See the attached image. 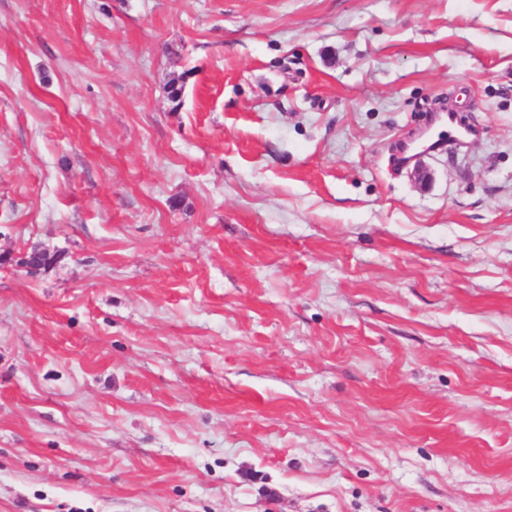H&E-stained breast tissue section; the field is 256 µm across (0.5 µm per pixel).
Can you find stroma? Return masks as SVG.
<instances>
[{
  "mask_svg": "<svg viewBox=\"0 0 512 512\" xmlns=\"http://www.w3.org/2000/svg\"><path fill=\"white\" fill-rule=\"evenodd\" d=\"M0 512H512V0H0Z\"/></svg>",
  "mask_w": 512,
  "mask_h": 512,
  "instance_id": "35a3bbf8",
  "label": "stroma"
}]
</instances>
